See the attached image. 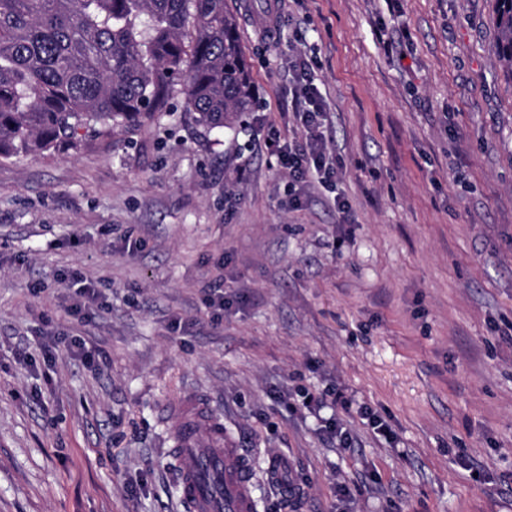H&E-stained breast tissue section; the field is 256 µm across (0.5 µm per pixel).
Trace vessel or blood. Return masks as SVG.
I'll use <instances>...</instances> for the list:
<instances>
[{
    "instance_id": "vessel-or-blood-1",
    "label": "vessel or blood",
    "mask_w": 512,
    "mask_h": 512,
    "mask_svg": "<svg viewBox=\"0 0 512 512\" xmlns=\"http://www.w3.org/2000/svg\"><path fill=\"white\" fill-rule=\"evenodd\" d=\"M172 438L185 512H255L248 458L203 406L183 409Z\"/></svg>"
}]
</instances>
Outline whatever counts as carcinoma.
Returning a JSON list of instances; mask_svg holds the SVG:
<instances>
[{
	"label": "carcinoma",
	"instance_id": "1",
	"mask_svg": "<svg viewBox=\"0 0 512 512\" xmlns=\"http://www.w3.org/2000/svg\"><path fill=\"white\" fill-rule=\"evenodd\" d=\"M512 77V0H494ZM185 107L213 129L252 111V76L226 0H0V159L81 149V129Z\"/></svg>",
	"mask_w": 512,
	"mask_h": 512
}]
</instances>
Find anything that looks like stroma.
Segmentation results:
<instances>
[{
	"instance_id": "stroma-1",
	"label": "stroma",
	"mask_w": 512,
	"mask_h": 512,
	"mask_svg": "<svg viewBox=\"0 0 512 512\" xmlns=\"http://www.w3.org/2000/svg\"><path fill=\"white\" fill-rule=\"evenodd\" d=\"M227 3L255 97L233 126L198 125L178 88L77 152L0 161V512H184L170 436L188 401L248 454L257 512H289L272 454L299 512H512V77L494 0ZM299 57L332 190L293 184L266 148L301 137ZM332 391L346 406L283 402Z\"/></svg>"
}]
</instances>
